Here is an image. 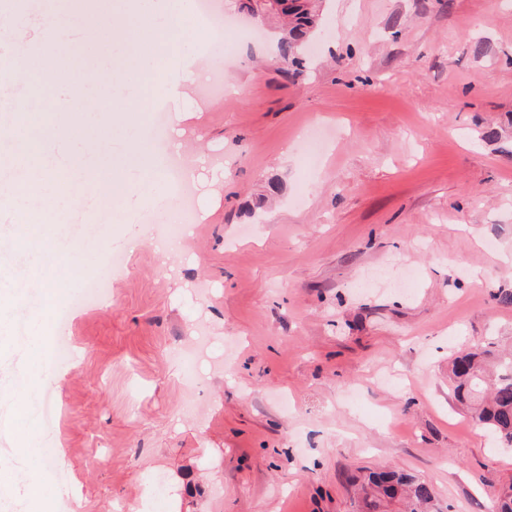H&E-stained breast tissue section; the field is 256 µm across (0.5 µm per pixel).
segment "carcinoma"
Segmentation results:
<instances>
[{
	"mask_svg": "<svg viewBox=\"0 0 512 512\" xmlns=\"http://www.w3.org/2000/svg\"><path fill=\"white\" fill-rule=\"evenodd\" d=\"M275 12L287 19L279 40L284 61L298 62L308 41L319 27V3L311 0H281ZM450 380L457 400L471 409L474 422L512 447V354L483 349L456 356ZM433 487L415 477L391 470L372 471L361 485L359 512H388L398 504L403 512H441L436 508Z\"/></svg>",
	"mask_w": 512,
	"mask_h": 512,
	"instance_id": "carcinoma-1",
	"label": "carcinoma"
}]
</instances>
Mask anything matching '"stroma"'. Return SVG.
Listing matches in <instances>:
<instances>
[{"instance_id":"1","label":"stroma","mask_w":512,"mask_h":512,"mask_svg":"<svg viewBox=\"0 0 512 512\" xmlns=\"http://www.w3.org/2000/svg\"><path fill=\"white\" fill-rule=\"evenodd\" d=\"M215 5L247 34L195 48L230 89L190 74L149 147L162 170L200 159L193 222L161 242L176 195L89 157L100 197L42 205L78 265L27 249L56 282L24 312L40 337L17 338L26 285L0 272V336L17 340L0 350V503L28 512L9 395L15 359L45 358L33 397L70 467L48 471L43 512H357L352 476L381 465L492 512L512 447L455 403L448 359L512 347L496 298L512 291V0H325L295 77L275 20ZM66 102L46 87L23 115L0 107V151ZM103 275L108 294L77 304Z\"/></svg>"}]
</instances>
